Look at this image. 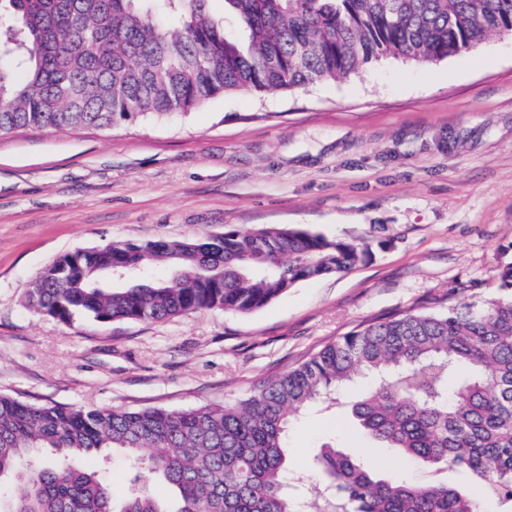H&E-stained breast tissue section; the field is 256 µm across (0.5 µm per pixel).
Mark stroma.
Masks as SVG:
<instances>
[{
	"label": "stroma",
	"mask_w": 512,
	"mask_h": 512,
	"mask_svg": "<svg viewBox=\"0 0 512 512\" xmlns=\"http://www.w3.org/2000/svg\"><path fill=\"white\" fill-rule=\"evenodd\" d=\"M284 224L368 253L247 314L65 324L27 304L31 280L67 253ZM511 262L508 35L440 62L383 58L335 83L218 96L185 116L19 131L0 136V394L121 409L241 399L368 323L494 296ZM332 441L381 475L429 477L367 447L348 405H314L288 430L306 489Z\"/></svg>",
	"instance_id": "1"
}]
</instances>
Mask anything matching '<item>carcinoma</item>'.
I'll return each mask as SVG.
<instances>
[{"label": "carcinoma", "instance_id": "obj_1", "mask_svg": "<svg viewBox=\"0 0 512 512\" xmlns=\"http://www.w3.org/2000/svg\"><path fill=\"white\" fill-rule=\"evenodd\" d=\"M245 42L208 0H6L0 29V135L104 129L140 116L187 115L218 95L292 92L357 74L382 57L436 62L512 29V0H224ZM174 13L171 28L157 20ZM363 246L288 225L219 239L113 243L66 254L27 302L63 323L161 321L220 309L250 313L295 284L351 269ZM501 293L445 313L370 323L244 399L184 410L76 409L0 394V512H298L288 492L290 422L337 403L361 374L357 433L435 478L407 483L322 447L330 492L307 512H512V265ZM121 451L130 481L146 465L171 506L118 501L101 468L71 460ZM471 475L460 491L437 475Z\"/></svg>", "mask_w": 512, "mask_h": 512}]
</instances>
